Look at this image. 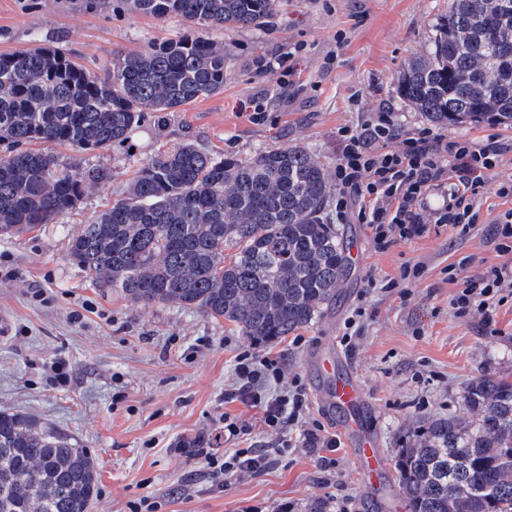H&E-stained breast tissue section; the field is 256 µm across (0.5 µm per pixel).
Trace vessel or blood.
Returning <instances> with one entry per match:
<instances>
[{"label":"vessel or blood","mask_w":512,"mask_h":512,"mask_svg":"<svg viewBox=\"0 0 512 512\" xmlns=\"http://www.w3.org/2000/svg\"><path fill=\"white\" fill-rule=\"evenodd\" d=\"M312 362L320 400L337 413L339 430L352 448L360 480L368 488L380 484L386 474L385 458L367 429L369 406L353 369L329 349L315 353Z\"/></svg>","instance_id":"b4317fda"}]
</instances>
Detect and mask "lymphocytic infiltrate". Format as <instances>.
Returning a JSON list of instances; mask_svg holds the SVG:
<instances>
[{"instance_id": "lymphocytic-infiltrate-1", "label": "lymphocytic infiltrate", "mask_w": 512, "mask_h": 512, "mask_svg": "<svg viewBox=\"0 0 512 512\" xmlns=\"http://www.w3.org/2000/svg\"><path fill=\"white\" fill-rule=\"evenodd\" d=\"M338 139L342 150L333 171L330 220L367 225L381 252L423 236L433 225L468 234L478 222L486 190H493L507 208L496 215L491 234L508 259L464 281L451 306L460 317L475 312L486 317L512 297V172L503 170L511 142L448 137L427 125L403 127L384 99L370 106L357 124L340 127ZM434 195L441 196V205L430 206ZM234 372L235 384L225 390V402L259 409L265 426L278 435L276 446L252 445L221 454L210 437L200 435L176 442V452L201 459L214 479L266 471L299 442L321 453L323 468L333 467L336 438L309 422L302 385L282 387L284 362L247 351Z\"/></svg>"}]
</instances>
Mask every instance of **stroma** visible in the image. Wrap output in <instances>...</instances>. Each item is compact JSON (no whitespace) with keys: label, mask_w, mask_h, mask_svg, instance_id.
<instances>
[{"label":"stroma","mask_w":512,"mask_h":512,"mask_svg":"<svg viewBox=\"0 0 512 512\" xmlns=\"http://www.w3.org/2000/svg\"><path fill=\"white\" fill-rule=\"evenodd\" d=\"M448 0H282L259 29H208L231 61L222 92L199 98L164 116L148 114L128 139L102 151H51L61 167L102 165L105 185L86 187L77 208L57 223L13 237L0 236V261L11 278H0V408L36 416L68 434L98 457L100 482L90 512H126L129 501L150 496L161 512H273L281 502L297 512H317L329 495L349 496L354 512H408L398 487L395 460L414 443L428 420L468 418L463 398L483 375L512 378V302L491 320L454 315L450 300L458 282L503 262L490 236L501 211L495 195L481 206V222L467 235L447 228L377 251L363 224L339 225L348 268L338 294L311 324L255 347L229 321L175 304L144 305L92 282L68 259L80 224L125 197L134 173L157 153L193 141L228 158L298 144L326 168L339 153L337 130L360 118L350 102L380 93L404 126L426 118L399 92L397 73L430 45ZM177 17L157 19L130 11L126 0H0V53L37 46L59 47L96 75L119 52H138L187 31ZM344 48H337V34ZM305 50L296 67L305 83L296 90L258 73L259 57ZM335 61H328L331 51ZM261 107L265 120L251 122ZM423 273L387 292V278L404 266ZM95 310L74 320L83 301ZM365 315L352 347H341L343 323L357 304ZM194 357H186L188 347ZM341 348L353 364L372 407L368 428L388 466L376 490L364 488L346 446L335 452L332 473L317 455L298 447L258 476L229 479L216 487L203 462L173 452L172 444L211 434L217 414L253 423L252 442L275 439L258 409L223 403L232 386L236 356L254 348L282 357L286 375L306 389L309 417L336 434V414L320 405L310 358L320 347ZM65 362L67 385L50 384L43 364Z\"/></svg>","instance_id":"35a3bbf8"}]
</instances>
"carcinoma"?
<instances>
[{"mask_svg": "<svg viewBox=\"0 0 512 512\" xmlns=\"http://www.w3.org/2000/svg\"><path fill=\"white\" fill-rule=\"evenodd\" d=\"M127 2L206 30L257 29L280 0ZM510 41L512 0H448L399 91L438 126H512ZM229 61L224 46L194 34L118 53L102 76L55 47L0 54V235L55 224L87 186L112 180L100 165L61 170L27 145L108 149L146 113L223 91ZM331 192L324 164L301 145L242 161L186 142L151 158L127 196L81 225L68 258L134 302L195 308L268 343L310 324L336 295L346 256L327 219ZM465 402L470 420H431L395 463L411 512H512V380L481 376ZM98 479L97 458L69 435L0 408V512H89Z\"/></svg>", "mask_w": 512, "mask_h": 512, "instance_id": "1", "label": "carcinoma"}]
</instances>
